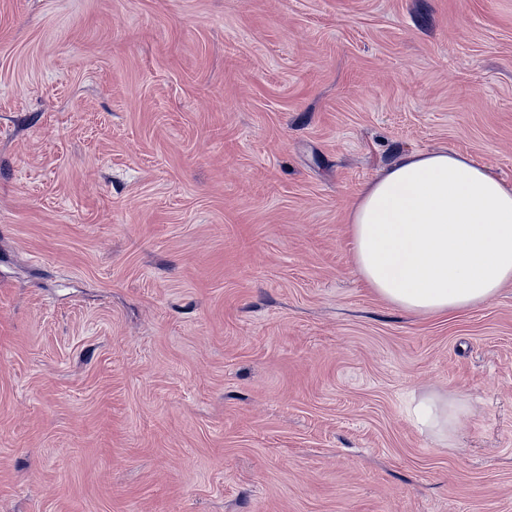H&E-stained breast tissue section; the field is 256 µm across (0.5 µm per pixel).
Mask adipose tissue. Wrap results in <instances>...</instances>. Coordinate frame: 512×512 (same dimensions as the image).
I'll list each match as a JSON object with an SVG mask.
<instances>
[{"mask_svg": "<svg viewBox=\"0 0 512 512\" xmlns=\"http://www.w3.org/2000/svg\"><path fill=\"white\" fill-rule=\"evenodd\" d=\"M348 224L358 276L409 313L472 309L512 283V182L458 153L399 156L365 185ZM473 412L468 401L427 395L411 416L448 447Z\"/></svg>", "mask_w": 512, "mask_h": 512, "instance_id": "adipose-tissue-1", "label": "adipose tissue"}]
</instances>
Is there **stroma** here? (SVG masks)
<instances>
[{
    "mask_svg": "<svg viewBox=\"0 0 512 512\" xmlns=\"http://www.w3.org/2000/svg\"><path fill=\"white\" fill-rule=\"evenodd\" d=\"M439 149L512 181V0H0V512H512V284L354 269ZM410 412L422 433L443 447L451 448L460 422L471 416L474 409L467 400L427 395L415 400Z\"/></svg>",
    "mask_w": 512,
    "mask_h": 512,
    "instance_id": "stroma-1",
    "label": "stroma"
}]
</instances>
